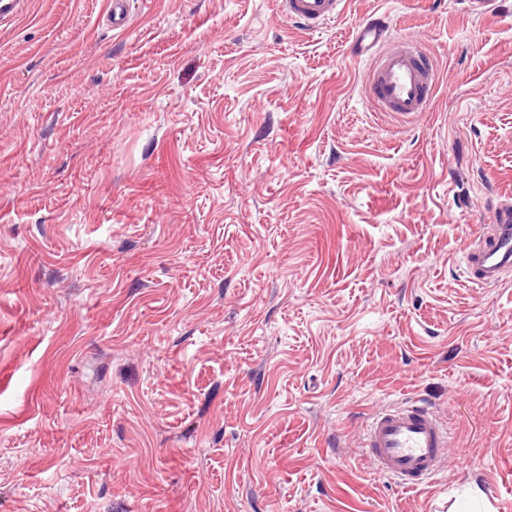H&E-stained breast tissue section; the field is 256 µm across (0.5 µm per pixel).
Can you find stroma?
<instances>
[{
  "instance_id": "stroma-1",
  "label": "stroma",
  "mask_w": 512,
  "mask_h": 512,
  "mask_svg": "<svg viewBox=\"0 0 512 512\" xmlns=\"http://www.w3.org/2000/svg\"><path fill=\"white\" fill-rule=\"evenodd\" d=\"M106 2L0 24V512H512V270L464 263L512 199V0ZM372 13L441 72L411 121L349 55ZM416 397L451 443L406 492L359 444ZM108 18L113 31L124 32L130 25L129 0H110ZM277 9L282 20L299 24L312 33L324 28L339 16L344 0H277Z\"/></svg>"
}]
</instances>
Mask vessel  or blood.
Instances as JSON below:
<instances>
[{
  "label": "vessel or blood",
  "instance_id": "1",
  "mask_svg": "<svg viewBox=\"0 0 512 512\" xmlns=\"http://www.w3.org/2000/svg\"><path fill=\"white\" fill-rule=\"evenodd\" d=\"M109 22L114 31L130 25L129 0H110ZM281 19L318 32L339 16L343 0H277ZM351 56L362 62L363 87L380 111L413 118L428 111L440 74L420 37H396L388 16L373 13L355 28ZM470 280L497 284L512 268V203L498 201L491 220L468 246L465 255ZM364 448L378 473L414 491L438 476L446 459L448 431L438 412L420 401L376 411L367 426Z\"/></svg>",
  "mask_w": 512,
  "mask_h": 512
}]
</instances>
